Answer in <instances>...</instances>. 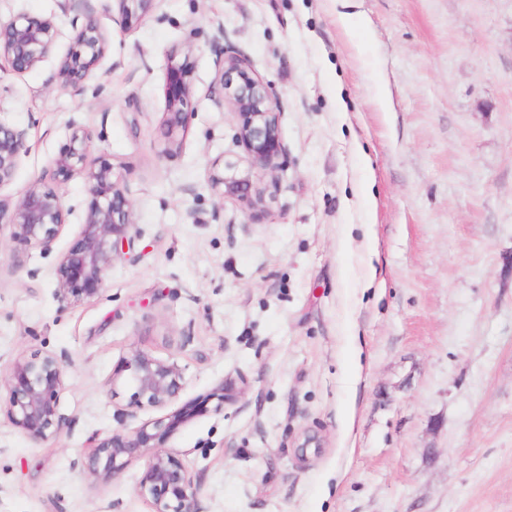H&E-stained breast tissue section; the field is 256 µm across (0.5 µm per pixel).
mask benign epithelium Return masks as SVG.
Wrapping results in <instances>:
<instances>
[{
  "instance_id": "1",
  "label": "benign epithelium",
  "mask_w": 512,
  "mask_h": 512,
  "mask_svg": "<svg viewBox=\"0 0 512 512\" xmlns=\"http://www.w3.org/2000/svg\"><path fill=\"white\" fill-rule=\"evenodd\" d=\"M121 22L131 25L156 9L157 0H114ZM68 19L72 47L60 59L57 85L75 96L83 95L86 80L104 58L108 36L86 13L85 0H58ZM61 29L52 17L34 18L18 13L0 21V64L17 73L37 68L55 50ZM224 28L213 37L215 77L209 92L215 105H229L241 117L236 139L251 165L269 172L279 168L283 145L277 105L266 84L252 70L248 60L223 44ZM178 51L167 56L166 106L162 125L166 142L162 154L181 148L178 134L185 131L188 114L194 110L196 90L185 63L177 61ZM68 141L53 159L48 174L66 184L80 178L87 185L90 202L75 245L61 253L55 274L57 298L68 305L91 300L104 284L112 263L123 250H132L137 238L133 202L122 174L112 162L99 158L88 161L91 135L80 119L69 121ZM27 152V131L0 120V189L10 185L22 154ZM233 165L214 160L208 183L220 198H236L258 213H265L263 192L249 177L232 173ZM70 209L63 196L45 190L41 181L32 182L18 197L0 195V224L14 228L13 238L29 248L48 252L67 225ZM125 375L134 392L131 405L165 409L183 390V373L174 360L158 359L135 349L124 357L112 382ZM8 393L0 413L33 441L58 433L66 418L59 401L65 389V366L54 354L34 353L19 358L7 375H0V387ZM185 417L178 409L133 430L117 429L98 440L83 458L88 476L110 481L125 465L147 458L138 493L150 499L153 512H201L198 485L179 457L163 448L172 427Z\"/></svg>"
}]
</instances>
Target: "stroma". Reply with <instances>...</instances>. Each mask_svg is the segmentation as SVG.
<instances>
[{"instance_id":"1","label":"stroma","mask_w":512,"mask_h":512,"mask_svg":"<svg viewBox=\"0 0 512 512\" xmlns=\"http://www.w3.org/2000/svg\"><path fill=\"white\" fill-rule=\"evenodd\" d=\"M89 4L109 46L83 95L54 80L66 32L36 69L0 71L5 118L28 131L0 191L39 179L70 210L45 255L0 226V372L62 356L67 419L39 442L0 422V512H153L144 459L106 483L81 470L94 440L161 415L112 378L134 349L183 369L196 411L164 446L202 512H512V0H159L130 28ZM219 28L277 103L276 173L208 96ZM176 48L196 103L164 157ZM76 114L140 236L66 306L56 256L88 191L46 173ZM220 157L277 185L263 218L211 191ZM308 433L318 447L298 451Z\"/></svg>"}]
</instances>
